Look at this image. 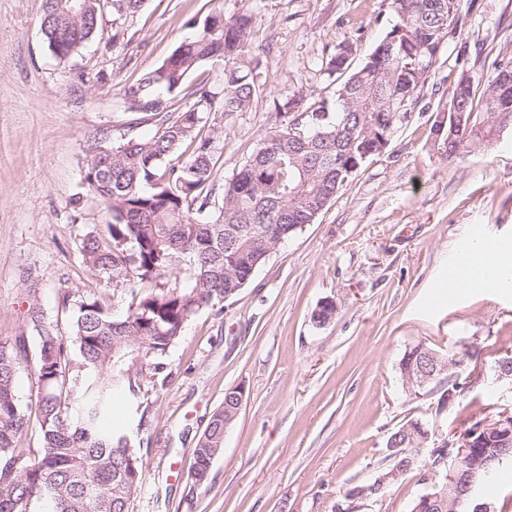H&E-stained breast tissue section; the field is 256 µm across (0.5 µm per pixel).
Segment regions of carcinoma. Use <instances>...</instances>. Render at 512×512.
<instances>
[{"instance_id":"cac0c4a2","label":"carcinoma","mask_w":512,"mask_h":512,"mask_svg":"<svg viewBox=\"0 0 512 512\" xmlns=\"http://www.w3.org/2000/svg\"><path fill=\"white\" fill-rule=\"evenodd\" d=\"M145 0H42L40 30L47 49L65 61L100 34L103 9L132 16ZM431 0H391L396 20L367 60L350 69L352 45L343 44L322 64L339 79L335 98L309 102L303 96L273 100L276 127L232 178L218 185L215 141L198 136L203 113L247 110L261 90L262 60L253 47L254 18L208 15L200 33L180 44L156 69L125 88L128 109L153 116L156 133L94 153L84 180L107 205L112 221L105 237L87 236L80 245L85 266L107 282L136 279L125 313L115 316L99 300L74 304L69 334L42 310L37 289H28V328L36 341L18 336L0 346V512H34L46 501L51 512H129L141 490L143 439L106 427L112 398H140L144 372L166 368L169 349L200 311L237 295L252 278L257 254L270 251L312 224L354 173L336 174L340 152L361 156L386 131L382 115L401 111L404 96L424 86L448 36L461 0H439L443 12L425 8ZM224 60V95H204L176 112L171 100L185 90L190 74L204 62ZM463 111L470 126L445 147L453 155L487 148L496 124L512 125V58L501 59L478 77L464 74ZM483 84L477 93L474 84ZM191 152L168 164L184 145ZM186 288L156 285L183 267ZM432 349L418 343L404 352L402 377L430 371ZM35 360L37 392L26 405L16 394L15 377ZM236 393L226 390L224 405L211 416L193 453L189 492L207 483L211 466L224 451V428ZM37 433L41 447L23 448ZM430 424L416 419L398 428L389 442L401 446L395 467H419L414 449L429 441ZM457 454L434 451L429 470L437 489L454 492L449 476Z\"/></svg>"}]
</instances>
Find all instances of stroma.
<instances>
[{"label": "stroma", "mask_w": 512, "mask_h": 512, "mask_svg": "<svg viewBox=\"0 0 512 512\" xmlns=\"http://www.w3.org/2000/svg\"><path fill=\"white\" fill-rule=\"evenodd\" d=\"M391 0H145L131 17L106 15L101 36L58 61L40 33L42 0H0V344L24 332L28 288L67 331L59 297L100 298L126 309L137 282L106 283L80 244L110 216L84 182L92 149L151 136L155 121L128 110L126 86L158 67L198 20L254 15L265 91L245 112L207 114L201 135L221 130L216 182L230 179L276 127L274 99L333 98L321 65L351 42L362 64L389 29ZM512 57V0H462L409 118L383 155L362 162L320 214L280 244L241 292L201 311L170 349L163 375L144 380L143 485L130 512H411L431 480L404 472L381 497L347 502L355 487L393 468L387 440L422 418L433 435L420 460L469 418L512 412V288L440 283L459 251L481 237L512 245V126L497 142L447 156L434 122L461 74ZM336 303L330 322L312 313ZM425 344L461 354L462 392L434 382L414 391L399 362ZM245 394L208 482L187 487L193 451L226 389Z\"/></svg>", "instance_id": "35a3bbf8"}]
</instances>
